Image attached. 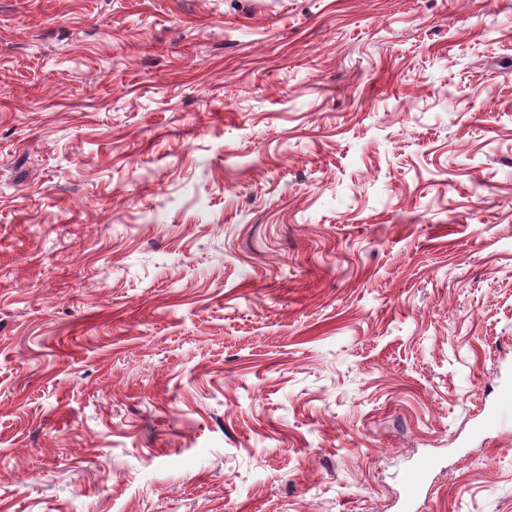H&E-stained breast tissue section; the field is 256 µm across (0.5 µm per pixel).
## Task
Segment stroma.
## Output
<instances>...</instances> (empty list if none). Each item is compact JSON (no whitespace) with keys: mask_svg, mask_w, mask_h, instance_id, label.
Wrapping results in <instances>:
<instances>
[{"mask_svg":"<svg viewBox=\"0 0 512 512\" xmlns=\"http://www.w3.org/2000/svg\"><path fill=\"white\" fill-rule=\"evenodd\" d=\"M508 376L512 0H0V512H512ZM480 428H496L506 430L512 428V385L501 386L495 402L488 407L478 424ZM429 463L421 462L403 475V484L407 491V503H411L424 489L428 479Z\"/></svg>","mask_w":512,"mask_h":512,"instance_id":"obj_1","label":"stroma"}]
</instances>
